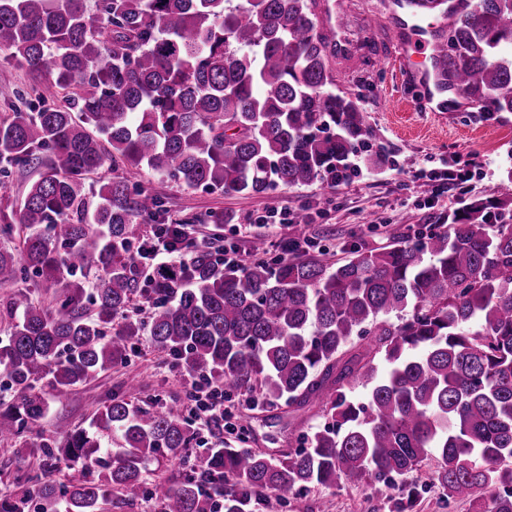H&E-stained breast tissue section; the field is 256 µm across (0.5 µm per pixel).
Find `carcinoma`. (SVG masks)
<instances>
[{"instance_id":"carcinoma-1","label":"carcinoma","mask_w":512,"mask_h":512,"mask_svg":"<svg viewBox=\"0 0 512 512\" xmlns=\"http://www.w3.org/2000/svg\"><path fill=\"white\" fill-rule=\"evenodd\" d=\"M312 0H0V52L33 77L0 122V176L34 167L18 223L0 248V441L35 468L0 490V512H107L152 501L158 512H284L310 488L400 482V512L425 488L472 512H512V221L473 202L448 229L351 251L343 261L263 259L240 268L167 223L162 200L106 180L89 207L85 176L107 160L145 165L187 189L262 195L336 184L373 129L335 77ZM448 71L479 112L512 111V0H470L448 19ZM65 105L55 104L66 90ZM190 252L142 277L141 225ZM97 288L86 292V273ZM53 290L44 305L35 289ZM153 301L147 322L133 301ZM227 398L284 401L288 417L331 423L278 455L197 448L193 420L141 382L99 404L88 429L30 436L44 388L62 391L125 364L141 336ZM368 387L363 401L347 391ZM121 440L109 447L112 437ZM435 456L428 483L403 478ZM178 461V481L148 466Z\"/></svg>"}]
</instances>
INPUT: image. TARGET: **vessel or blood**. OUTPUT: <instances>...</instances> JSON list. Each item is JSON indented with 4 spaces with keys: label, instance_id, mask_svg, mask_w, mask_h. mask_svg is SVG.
I'll return each mask as SVG.
<instances>
[{
    "label": "vessel or blood",
    "instance_id": "vessel-or-blood-1",
    "mask_svg": "<svg viewBox=\"0 0 512 512\" xmlns=\"http://www.w3.org/2000/svg\"><path fill=\"white\" fill-rule=\"evenodd\" d=\"M467 7V0H383L367 17L368 27L377 35V50L371 54L373 66L397 62L420 88V111H447L449 93L461 90L460 84L448 82L443 49L448 45L449 16L459 15ZM312 9L327 38V55L335 73L350 72L367 52L349 31L344 0H314Z\"/></svg>",
    "mask_w": 512,
    "mask_h": 512
}]
</instances>
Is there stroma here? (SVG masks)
<instances>
[{
  "label": "stroma",
  "instance_id": "35a3bbf8",
  "mask_svg": "<svg viewBox=\"0 0 512 512\" xmlns=\"http://www.w3.org/2000/svg\"><path fill=\"white\" fill-rule=\"evenodd\" d=\"M336 91L357 103L375 132L368 145L357 146L350 155L352 162L361 164V172L336 185L315 181L280 185L262 195H227L187 189L148 168L119 163L89 174L86 191L94 193L101 178L116 177L159 196L172 218L188 212L201 217L223 214L224 224L195 227L197 238L211 241L216 249L223 248L234 225L284 207L312 219L308 233L314 242L301 250L304 259H317L325 252L344 259L354 248L385 247L419 226L447 224L449 215L471 200L500 198V186L512 171V112L487 117L469 106L450 118L419 111L413 86L390 64L380 70L358 66L337 78ZM170 361L167 353L141 340L127 363L76 387L50 392L49 408L33 433L49 438L65 427H87L95 414L94 401L122 395L123 382L131 375L142 381L141 399H184L183 372L171 368ZM234 403L235 415L250 425L247 447H287V432L270 421L272 415H284V408H253L241 396ZM324 498L330 512H396L395 491L377 495L353 485L312 488L292 501L286 512H318Z\"/></svg>",
  "mask_w": 512,
  "mask_h": 512
}]
</instances>
